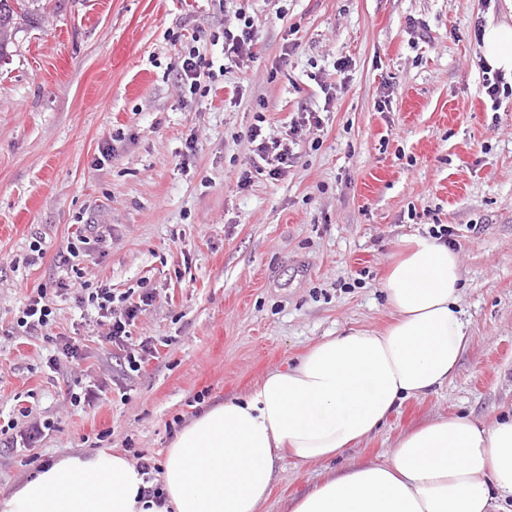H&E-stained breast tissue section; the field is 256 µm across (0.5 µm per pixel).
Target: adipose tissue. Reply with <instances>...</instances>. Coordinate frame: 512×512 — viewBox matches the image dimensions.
Returning a JSON list of instances; mask_svg holds the SVG:
<instances>
[{"mask_svg": "<svg viewBox=\"0 0 512 512\" xmlns=\"http://www.w3.org/2000/svg\"><path fill=\"white\" fill-rule=\"evenodd\" d=\"M485 62L512 72V26L488 25ZM460 265L440 240L417 236L382 289L394 321L316 344L251 394L212 407L169 448L162 484L173 512H260L275 463L341 455L405 399L454 373L467 343L458 308ZM121 455L100 450L43 466L0 489V512H157ZM512 503V418L491 423L439 416L406 433L382 463L329 474L291 512H507Z\"/></svg>", "mask_w": 512, "mask_h": 512, "instance_id": "1", "label": "adipose tissue"}]
</instances>
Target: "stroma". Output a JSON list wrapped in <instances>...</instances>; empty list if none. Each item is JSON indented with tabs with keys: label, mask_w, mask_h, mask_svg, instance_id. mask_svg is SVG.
I'll return each mask as SVG.
<instances>
[{
	"label": "stroma",
	"mask_w": 512,
	"mask_h": 512,
	"mask_svg": "<svg viewBox=\"0 0 512 512\" xmlns=\"http://www.w3.org/2000/svg\"><path fill=\"white\" fill-rule=\"evenodd\" d=\"M43 2L0 64V411L26 396L59 430L37 464L0 451V488L107 430L110 452L163 460L174 419L248 395L324 337L384 329L391 262L438 224L454 232L470 336L455 373L340 458L277 461L261 512L385 461L431 418L512 410V76L490 102L481 50L488 24L512 25L507 0H248L260 43L240 66L198 35L224 20L214 0ZM175 34L224 66L208 96L179 87ZM303 110L322 123L302 131L286 175L240 188L250 126L282 137ZM82 215L106 234L82 261L87 278L153 291L132 332L167 341L90 408L72 406L69 388L111 377L117 361L72 300L56 299L51 331L78 335L87 359L49 368L53 343L10 333L37 288L65 278L59 255Z\"/></svg>",
	"instance_id": "stroma-1"
}]
</instances>
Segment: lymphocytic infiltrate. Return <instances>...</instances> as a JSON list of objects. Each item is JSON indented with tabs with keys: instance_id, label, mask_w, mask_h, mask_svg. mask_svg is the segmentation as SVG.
I'll return each mask as SVG.
<instances>
[{
	"instance_id": "f902f5d3",
	"label": "lymphocytic infiltrate",
	"mask_w": 512,
	"mask_h": 512,
	"mask_svg": "<svg viewBox=\"0 0 512 512\" xmlns=\"http://www.w3.org/2000/svg\"><path fill=\"white\" fill-rule=\"evenodd\" d=\"M216 2L224 15V26L220 31L210 32L211 44L221 45L225 59L235 64L253 59L259 41L258 27L254 18L248 15L243 0ZM176 71L181 86L187 87L191 94H208L206 81L214 76L213 63L197 47L190 46L180 52ZM320 124L317 113H298L283 138L268 136L261 125H252L247 134L251 156L240 174V185L248 186L256 173L272 180L284 176L296 157L299 128ZM76 278L73 284L58 281L51 292L38 290L17 317V332L27 336L43 335L54 320V298L69 295L81 312L93 316L102 330L103 340L119 351L124 375L140 372L146 362L155 358L158 348L154 337L133 338L131 328L139 315L152 305L155 299L153 292L147 289L137 294L129 290L119 292L107 284H93L81 271L77 272ZM56 430L53 419L33 418L31 408L27 407L21 409L19 417L0 422V447L11 452H29Z\"/></svg>"
}]
</instances>
